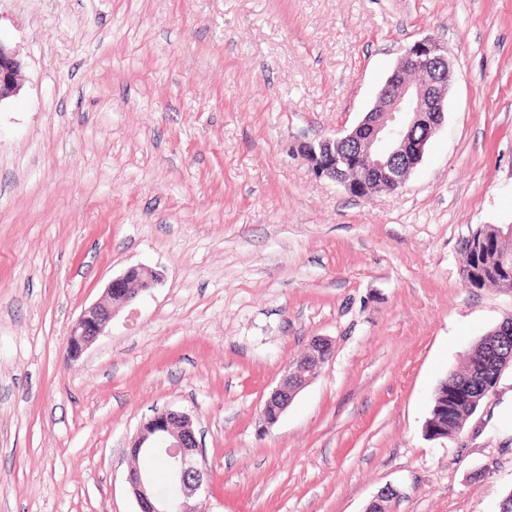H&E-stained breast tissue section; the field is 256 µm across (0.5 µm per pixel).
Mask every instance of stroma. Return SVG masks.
I'll return each instance as SVG.
<instances>
[{
	"label": "stroma",
	"mask_w": 512,
	"mask_h": 512,
	"mask_svg": "<svg viewBox=\"0 0 512 512\" xmlns=\"http://www.w3.org/2000/svg\"><path fill=\"white\" fill-rule=\"evenodd\" d=\"M452 63L405 186L364 197L291 144L353 127L401 49ZM25 67L0 103V512H137L127 448L190 414L198 512H498L512 369L461 438L428 440L440 381L512 319L461 243L512 224V0H0ZM155 288L76 360L113 277ZM331 355L273 426L311 340Z\"/></svg>",
	"instance_id": "stroma-1"
}]
</instances>
